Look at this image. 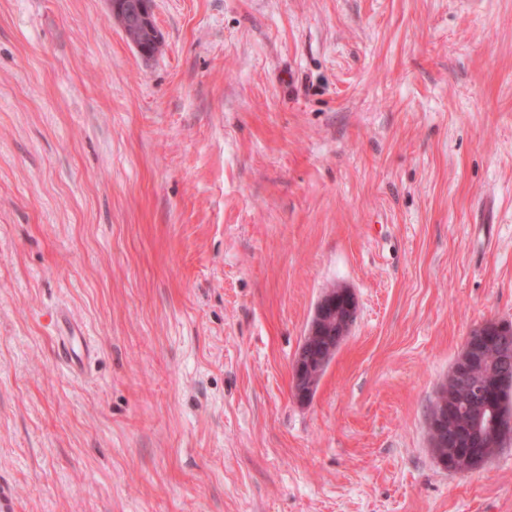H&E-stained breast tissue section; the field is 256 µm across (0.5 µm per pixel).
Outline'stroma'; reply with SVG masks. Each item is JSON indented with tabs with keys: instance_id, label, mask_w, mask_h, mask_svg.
Returning <instances> with one entry per match:
<instances>
[{
	"instance_id": "1",
	"label": "stroma",
	"mask_w": 512,
	"mask_h": 512,
	"mask_svg": "<svg viewBox=\"0 0 512 512\" xmlns=\"http://www.w3.org/2000/svg\"><path fill=\"white\" fill-rule=\"evenodd\" d=\"M0 0L8 512H512L430 407L512 322V0ZM357 303L314 396L318 301ZM91 338L58 356L61 315ZM109 16L115 19L121 16L125 19V25L121 28L128 37V27L137 31L141 38H134L131 44L142 54L147 55L146 42L160 47L161 39L152 15L151 0H108Z\"/></svg>"
}]
</instances>
